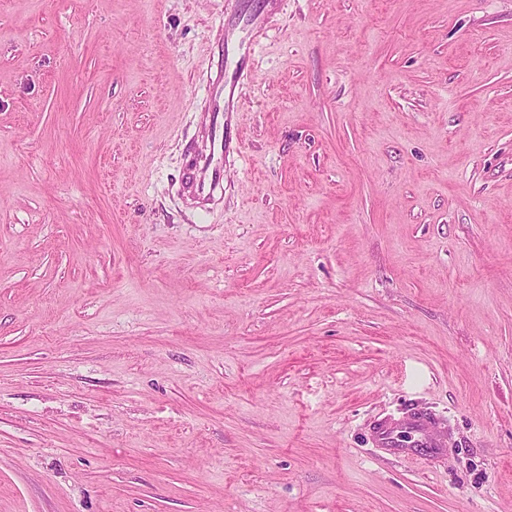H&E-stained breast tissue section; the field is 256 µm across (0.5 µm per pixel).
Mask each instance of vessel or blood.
<instances>
[{
  "label": "vessel or blood",
  "mask_w": 512,
  "mask_h": 512,
  "mask_svg": "<svg viewBox=\"0 0 512 512\" xmlns=\"http://www.w3.org/2000/svg\"><path fill=\"white\" fill-rule=\"evenodd\" d=\"M245 65V58H238L233 65L223 66L208 79L209 147L205 153L198 155L183 175V189L195 207H206L224 190V155L230 149L227 137L229 115L239 109V79ZM404 429L419 434V447L442 448L446 445L434 419L424 414L407 416L400 424L391 421L379 423L376 440L382 447L402 449L400 432Z\"/></svg>",
  "instance_id": "vessel-or-blood-1"
}]
</instances>
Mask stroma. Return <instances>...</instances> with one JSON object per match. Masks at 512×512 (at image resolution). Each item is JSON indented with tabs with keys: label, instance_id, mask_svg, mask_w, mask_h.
Segmentation results:
<instances>
[{
	"label": "stroma",
	"instance_id": "35a3bbf8",
	"mask_svg": "<svg viewBox=\"0 0 512 512\" xmlns=\"http://www.w3.org/2000/svg\"><path fill=\"white\" fill-rule=\"evenodd\" d=\"M0 512H512V0H0ZM237 27L233 24L226 28L224 39V65L214 76L208 79L210 112L208 124L210 143L207 153L198 154L195 162L188 166L183 174V189L197 208L206 209L214 198L224 192V154L230 149L227 137L229 113L240 112L241 101L239 79L246 65V56H234V64L228 66L229 47L240 50L237 43ZM226 58V61H225ZM404 427L410 432L420 434L418 442L402 444L398 423L382 422L376 428V440L383 448H446V441L441 437L434 419L427 414L410 415L403 420Z\"/></svg>",
	"mask_w": 512,
	"mask_h": 512
}]
</instances>
